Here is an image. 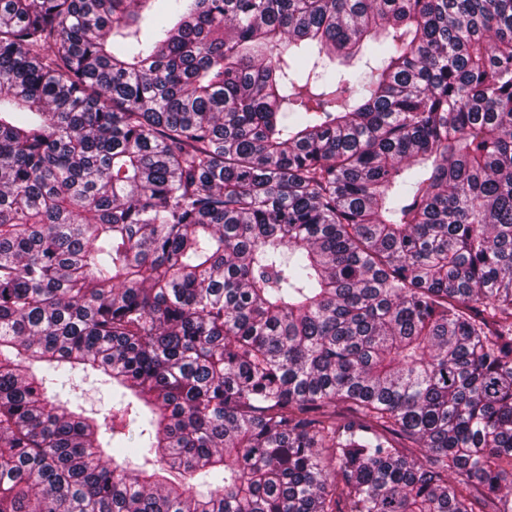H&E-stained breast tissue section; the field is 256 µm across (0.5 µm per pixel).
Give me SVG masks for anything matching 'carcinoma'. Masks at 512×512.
<instances>
[{
    "mask_svg": "<svg viewBox=\"0 0 512 512\" xmlns=\"http://www.w3.org/2000/svg\"><path fill=\"white\" fill-rule=\"evenodd\" d=\"M0 512H512V0H0ZM86 395L80 404L88 411L105 413L112 403V386L88 383L84 385Z\"/></svg>",
    "mask_w": 512,
    "mask_h": 512,
    "instance_id": "1",
    "label": "carcinoma"
}]
</instances>
